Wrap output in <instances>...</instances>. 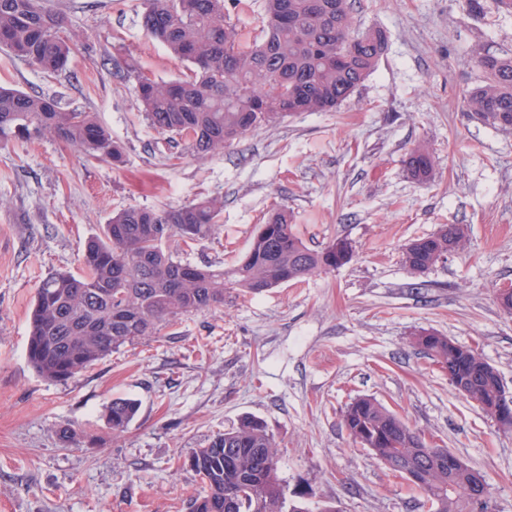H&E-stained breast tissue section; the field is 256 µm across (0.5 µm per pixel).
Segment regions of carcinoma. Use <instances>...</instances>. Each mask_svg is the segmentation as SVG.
<instances>
[{"label": "carcinoma", "mask_w": 512, "mask_h": 512, "mask_svg": "<svg viewBox=\"0 0 512 512\" xmlns=\"http://www.w3.org/2000/svg\"><path fill=\"white\" fill-rule=\"evenodd\" d=\"M352 0H263L266 30L247 37L229 22L224 0H144L143 30L176 58L191 66L184 79L160 82L128 66L149 125L160 135L179 138L197 153H209L284 118L296 106L303 112H332L374 71L386 39L380 30L353 26ZM0 46L39 68L63 69L71 52L63 15L41 0H0ZM480 82L467 97L469 116L484 126L512 130V53L479 52ZM51 135L92 159L123 163L122 148L94 113L64 111L38 93L0 86V143ZM409 176L431 180L434 163L417 145L406 161ZM224 202L202 199L173 208L129 206L112 215L103 234L90 238L81 257L82 273L49 274L36 289L29 314L27 359L36 374L67 381L121 347L156 334L177 317L224 305L235 289L257 296L287 282L349 263L353 248L337 239L321 250L305 246L274 212L242 259L228 268L184 263L169 249L172 241L194 242L218 229ZM468 240L463 224H445L403 248V262L421 274L441 262L448 245ZM414 344L448 364L460 358L479 374L476 398L492 415L501 377L471 348L448 350V337L420 333ZM139 402L115 398L105 421L112 434L134 420ZM350 437L372 438L368 450L391 471L422 461L410 446L418 433L372 397H360L343 411ZM277 448L266 426L245 418L186 456L201 491L188 512H305L287 506L277 474ZM413 484L421 505L433 512H471L465 481L448 480V469L431 463Z\"/></svg>", "instance_id": "1"}]
</instances>
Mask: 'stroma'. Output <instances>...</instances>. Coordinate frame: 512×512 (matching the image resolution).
<instances>
[{"mask_svg": "<svg viewBox=\"0 0 512 512\" xmlns=\"http://www.w3.org/2000/svg\"><path fill=\"white\" fill-rule=\"evenodd\" d=\"M353 0V21L386 35L375 71L334 112H297L200 156L148 124L126 74L187 73L141 27L143 0H43L64 15L66 68L44 72L0 47V84L94 113L124 151L89 160L52 136L0 144V512H187L200 487L188 451L243 418L278 446L288 496L309 512H419L405 480L353 442L342 413L376 398L429 445L483 475L496 512H512V431L448 381L413 339L424 330L477 349L512 388V131L473 121L465 96L477 52L512 50V14L495 0ZM427 145L435 177L406 171ZM224 201L221 227L174 256L228 266L274 210L318 250L339 238L352 260L255 297L180 316L65 382L39 377L26 354L39 282L80 272L86 241L113 213ZM464 224L469 240L429 271L402 263L412 239ZM140 409L112 435V399ZM72 425L76 442L59 429Z\"/></svg>", "mask_w": 512, "mask_h": 512, "instance_id": "stroma-1", "label": "stroma"}]
</instances>
